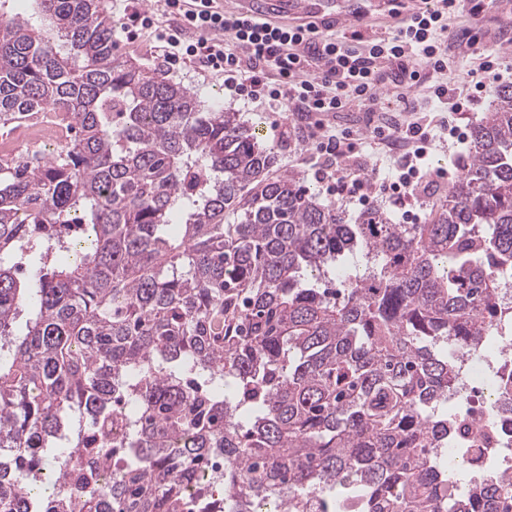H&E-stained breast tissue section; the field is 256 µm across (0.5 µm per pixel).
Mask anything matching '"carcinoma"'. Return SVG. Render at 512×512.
I'll return each mask as SVG.
<instances>
[{"mask_svg":"<svg viewBox=\"0 0 512 512\" xmlns=\"http://www.w3.org/2000/svg\"><path fill=\"white\" fill-rule=\"evenodd\" d=\"M31 2L0 0V128L75 135L0 158V512H180L189 484L203 512H512V473L461 492L446 448L456 354L512 330V86L427 223L348 224L237 113L120 58L98 0ZM488 388L512 410V369ZM58 112H40L20 125L19 136L0 143V154L15 155L32 143L50 140L65 145L71 131ZM362 271V266L359 257H348L344 259L336 268V278L330 280L329 282H323L321 284L322 288H329V291H337L342 290L344 281L348 279L349 276H353L356 272Z\"/></svg>","mask_w":512,"mask_h":512,"instance_id":"cac0c4a2","label":"carcinoma"}]
</instances>
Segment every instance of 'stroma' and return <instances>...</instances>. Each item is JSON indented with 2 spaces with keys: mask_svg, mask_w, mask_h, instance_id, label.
<instances>
[{
  "mask_svg": "<svg viewBox=\"0 0 512 512\" xmlns=\"http://www.w3.org/2000/svg\"><path fill=\"white\" fill-rule=\"evenodd\" d=\"M100 6L112 20L115 30L117 53L120 57L134 60L149 69L165 74L183 87L199 92L205 105L217 104L228 111L237 113L240 121L253 127L259 140L274 147L276 160L271 169L272 174L291 173L298 175L311 191L321 192L322 186L317 182L311 166L312 149L307 144L295 119L286 120L282 128L272 129V113L254 107L247 101L230 97L224 91L222 80L206 77L202 68L196 63H187L170 67L154 50L155 43L148 35L137 39H127L122 31L123 10L113 4V0H100ZM452 30H469L479 47L501 53L512 54V0H497L496 4L483 5L479 12H462L450 22ZM397 21L385 10H378L370 21L349 28L339 24L330 27L329 32L336 38L347 41L354 49H361L363 42L374 34L386 35L394 32ZM382 104L376 111L370 112L359 104H351L344 111L334 114L329 122L337 131L357 134L365 131L368 125L380 121H392L397 117L398 106L393 101L392 87L383 88ZM446 190L445 184L428 186L420 199L400 205L386 200L381 195H373L368 205H360L348 195L335 196L334 202L348 223H356L368 209L375 208L387 213L393 221H400L403 209H411L418 214L420 222H427L432 210L440 204Z\"/></svg>",
  "mask_w": 512,
  "mask_h": 512,
  "instance_id": "35a3bbf8",
  "label": "stroma"
}]
</instances>
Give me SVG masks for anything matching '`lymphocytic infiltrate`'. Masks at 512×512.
<instances>
[{
    "mask_svg": "<svg viewBox=\"0 0 512 512\" xmlns=\"http://www.w3.org/2000/svg\"><path fill=\"white\" fill-rule=\"evenodd\" d=\"M122 6L125 33L135 37L140 31L150 32L169 64L201 63L206 72L223 77L230 96L308 119L312 146L321 160L315 169L317 180L328 193H348L363 205L376 186L365 177L343 179L337 163L354 153L356 140L325 124L326 114L355 102L376 105L379 90L391 77L437 103L439 118L409 116L371 132L372 139L402 147L394 159L396 178L378 186L399 202L416 196L421 183L447 181L446 169L432 170L425 163L431 146L444 137L465 143L460 114L472 110L487 84L503 78L501 56L483 51L469 39L465 46L478 58L476 69L469 72L470 92L442 82L450 64L449 20L461 9V0H437L433 11L413 14L394 33L366 40L359 51L314 28L282 31L215 6L196 13L183 11L180 0H162L155 11L143 9L138 0H122ZM424 66L438 75V82L424 84Z\"/></svg>",
    "mask_w": 512,
    "mask_h": 512,
    "instance_id": "f902f5d3",
    "label": "lymphocytic infiltrate"
}]
</instances>
